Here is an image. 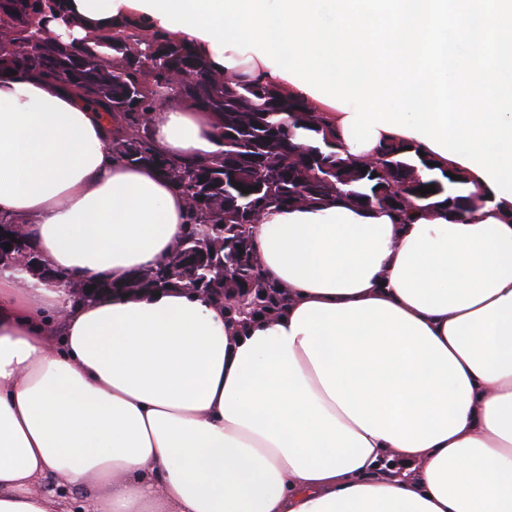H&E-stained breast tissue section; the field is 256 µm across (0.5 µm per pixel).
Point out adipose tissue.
I'll return each mask as SVG.
<instances>
[{
    "mask_svg": "<svg viewBox=\"0 0 512 512\" xmlns=\"http://www.w3.org/2000/svg\"><path fill=\"white\" fill-rule=\"evenodd\" d=\"M116 130L65 82L0 76V224L63 276L0 268V512H53L48 477L88 512H512V201L472 171L467 221L269 210L270 316L182 287L78 300L65 281L124 282L187 232L185 196L118 159ZM151 139L224 149L198 109L156 107Z\"/></svg>",
    "mask_w": 512,
    "mask_h": 512,
    "instance_id": "1",
    "label": "adipose tissue"
}]
</instances>
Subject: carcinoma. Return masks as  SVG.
<instances>
[{"instance_id":"cac0c4a2","label":"carcinoma","mask_w":512,"mask_h":512,"mask_svg":"<svg viewBox=\"0 0 512 512\" xmlns=\"http://www.w3.org/2000/svg\"><path fill=\"white\" fill-rule=\"evenodd\" d=\"M51 21L78 26L85 36L78 45L64 43L49 36ZM141 31L136 22H88L75 14L71 0H0V76L13 70L61 79L106 114H118L123 128L113 140L117 158L155 167L189 201L182 247L207 256L216 247L224 249L222 267L209 263L197 271L171 262L137 271L122 284L95 283L93 292L179 283L222 298L228 288H256L249 313L261 315L287 303L281 286L260 275L250 247V225L271 208L344 201L389 212L402 224L418 211L462 217L474 210L462 169L430 166V158L417 148L393 140L381 141L372 158L357 161L347 154L336 129L309 112L305 99L254 77L247 65L226 80L224 70L189 43L159 30L146 38ZM163 90L220 117V158L181 163L154 148L144 116ZM450 172L460 179H452ZM430 184L436 192H418ZM239 185L254 191L244 193ZM395 186L403 187V193L395 192Z\"/></svg>"}]
</instances>
